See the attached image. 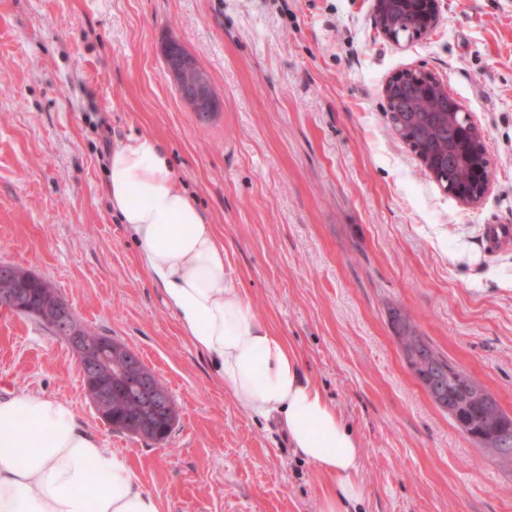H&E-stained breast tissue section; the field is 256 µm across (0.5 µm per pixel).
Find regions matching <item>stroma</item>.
<instances>
[{"label":"stroma","mask_w":512,"mask_h":512,"mask_svg":"<svg viewBox=\"0 0 512 512\" xmlns=\"http://www.w3.org/2000/svg\"><path fill=\"white\" fill-rule=\"evenodd\" d=\"M178 39L222 107L181 102ZM424 67L486 135L491 183L461 205L395 134L383 88ZM111 144L161 140L262 320L353 429L362 512H512L490 463L413 375L390 324L421 335L512 415V0H441L392 41L372 0H0V262L51 280L81 324L126 344L179 408L168 441L112 431L75 353L0 311V397L69 402L164 512H319L326 480L276 421L251 418L182 336L106 198Z\"/></svg>","instance_id":"stroma-1"}]
</instances>
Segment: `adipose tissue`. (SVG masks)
I'll list each match as a JSON object with an SVG mask.
<instances>
[{
	"instance_id": "ef3b65f1",
	"label": "adipose tissue",
	"mask_w": 512,
	"mask_h": 512,
	"mask_svg": "<svg viewBox=\"0 0 512 512\" xmlns=\"http://www.w3.org/2000/svg\"><path fill=\"white\" fill-rule=\"evenodd\" d=\"M107 199L225 391L246 413L278 421L294 452L327 478L320 512H358L365 487L353 430L304 377L287 338L253 310L159 140L132 136L113 149ZM0 512H162V504L69 403L22 391L0 400Z\"/></svg>"
}]
</instances>
